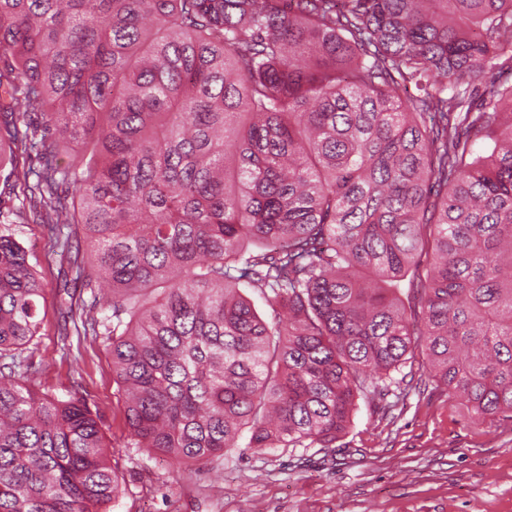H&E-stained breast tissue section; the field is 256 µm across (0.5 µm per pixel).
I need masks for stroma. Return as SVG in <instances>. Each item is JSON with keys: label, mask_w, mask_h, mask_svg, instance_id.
Listing matches in <instances>:
<instances>
[{"label": "stroma", "mask_w": 512, "mask_h": 512, "mask_svg": "<svg viewBox=\"0 0 512 512\" xmlns=\"http://www.w3.org/2000/svg\"><path fill=\"white\" fill-rule=\"evenodd\" d=\"M39 260L41 331L30 359L54 392L79 391L101 418L123 479L112 512H512V420L478 423L434 381L421 351L359 400L323 448L231 450L180 464L133 447L100 343L64 345L70 296L84 288L48 255V235L0 179V226Z\"/></svg>", "instance_id": "35a3bbf8"}]
</instances>
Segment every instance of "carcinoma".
Masks as SVG:
<instances>
[{"instance_id":"cac0c4a2","label":"carcinoma","mask_w":512,"mask_h":512,"mask_svg":"<svg viewBox=\"0 0 512 512\" xmlns=\"http://www.w3.org/2000/svg\"><path fill=\"white\" fill-rule=\"evenodd\" d=\"M500 63L512 0H0V172L90 292L74 332L131 444L329 448L416 349L474 421L512 419ZM38 110L48 132L20 129ZM42 292L1 227L0 512H111L98 415L26 355Z\"/></svg>"}]
</instances>
